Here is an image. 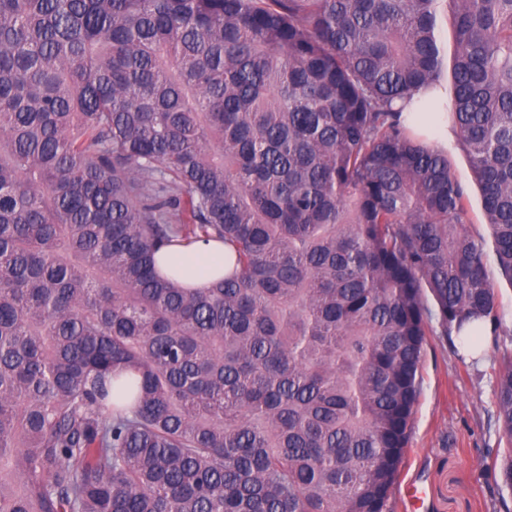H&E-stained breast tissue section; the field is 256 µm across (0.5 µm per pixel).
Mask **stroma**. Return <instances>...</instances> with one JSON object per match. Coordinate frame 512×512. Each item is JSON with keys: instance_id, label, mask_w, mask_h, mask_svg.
<instances>
[{"instance_id": "obj_1", "label": "stroma", "mask_w": 512, "mask_h": 512, "mask_svg": "<svg viewBox=\"0 0 512 512\" xmlns=\"http://www.w3.org/2000/svg\"><path fill=\"white\" fill-rule=\"evenodd\" d=\"M487 270L503 318L498 346L478 362L461 360L458 343L429 323L422 357V390L407 453L392 495L393 512H412L406 483L421 480L424 512H512V491L498 484L504 442L495 420V385L502 349L512 350V284L495 263Z\"/></svg>"}]
</instances>
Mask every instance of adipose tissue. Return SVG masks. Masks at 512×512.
I'll use <instances>...</instances> for the list:
<instances>
[{"label": "adipose tissue", "mask_w": 512, "mask_h": 512, "mask_svg": "<svg viewBox=\"0 0 512 512\" xmlns=\"http://www.w3.org/2000/svg\"><path fill=\"white\" fill-rule=\"evenodd\" d=\"M434 105L433 111L420 109L417 97L396 100L395 109L427 143L448 147L456 140V131L448 120V84L440 82L427 93ZM163 273L174 276L177 282L188 288H204L224 273V246L215 241H196L169 248L159 262Z\"/></svg>", "instance_id": "ef3b65f1"}]
</instances>
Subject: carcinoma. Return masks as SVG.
<instances>
[{"label": "carcinoma", "mask_w": 512, "mask_h": 512, "mask_svg": "<svg viewBox=\"0 0 512 512\" xmlns=\"http://www.w3.org/2000/svg\"><path fill=\"white\" fill-rule=\"evenodd\" d=\"M445 67L446 151L392 108ZM178 240L235 272L176 287ZM489 248L512 281V0H0V512H391ZM496 418L511 491L512 352ZM453 163L457 176L470 185L471 205L469 207V222L471 227L473 231L488 238V226L485 223L480 195L472 183L471 170L466 155L462 151L456 150L453 153Z\"/></svg>", "instance_id": "carcinoma-1"}]
</instances>
